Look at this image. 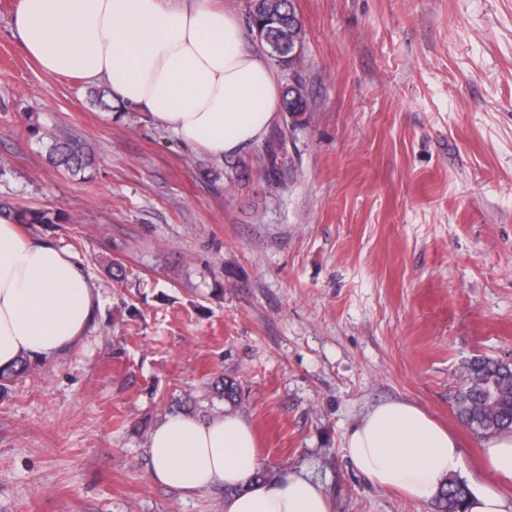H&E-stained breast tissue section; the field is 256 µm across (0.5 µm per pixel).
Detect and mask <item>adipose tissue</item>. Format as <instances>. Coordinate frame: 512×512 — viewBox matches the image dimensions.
<instances>
[{"label":"adipose tissue","mask_w":512,"mask_h":512,"mask_svg":"<svg viewBox=\"0 0 512 512\" xmlns=\"http://www.w3.org/2000/svg\"><path fill=\"white\" fill-rule=\"evenodd\" d=\"M13 25L44 73L106 81L116 103L216 160L262 141L281 107L264 48L221 0H22ZM97 301L81 263L0 218V370L71 350ZM345 452L375 486L426 503L463 466L457 437L403 400L368 410ZM483 455L488 477L470 485L467 512H512L502 491L512 486V432L489 437ZM147 456L152 478L184 495L228 489L224 512H332L309 478L256 479L255 434L234 412L167 415L150 433Z\"/></svg>","instance_id":"obj_1"}]
</instances>
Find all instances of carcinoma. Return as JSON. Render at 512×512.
Here are the masks:
<instances>
[{
    "label": "carcinoma",
    "mask_w": 512,
    "mask_h": 512,
    "mask_svg": "<svg viewBox=\"0 0 512 512\" xmlns=\"http://www.w3.org/2000/svg\"><path fill=\"white\" fill-rule=\"evenodd\" d=\"M248 25L260 33V42L269 57L288 63L296 49L295 27L299 24L293 0H250ZM306 110L303 86L286 88L282 95V111L291 118V126L301 124ZM48 162L56 168L75 174L90 164L91 158L78 140L53 141L47 153ZM0 216L16 224H55L56 215L47 211L24 208L9 200H0ZM36 366L30 358L20 361L8 372L0 371V398L20 378L29 376ZM212 395L232 410L242 405L241 389L229 377L214 382ZM458 417L485 435L512 431V365L490 358H477L469 367L466 384L456 395ZM468 488L462 481L450 477L441 486L433 502L434 512H465Z\"/></svg>",
    "instance_id": "obj_1"
}]
</instances>
